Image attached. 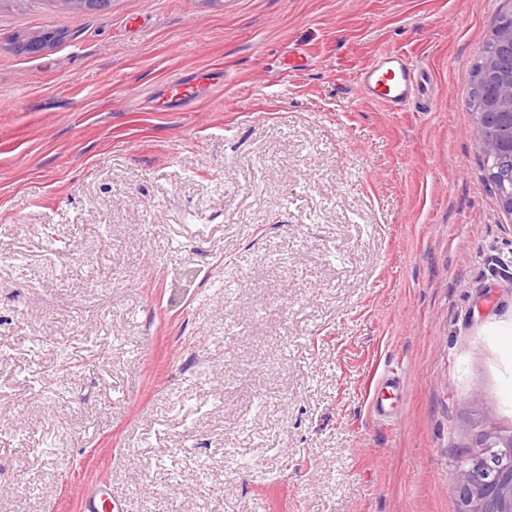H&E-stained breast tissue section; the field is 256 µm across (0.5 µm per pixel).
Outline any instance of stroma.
I'll return each instance as SVG.
<instances>
[{
	"label": "stroma",
	"instance_id": "obj_1",
	"mask_svg": "<svg viewBox=\"0 0 512 512\" xmlns=\"http://www.w3.org/2000/svg\"><path fill=\"white\" fill-rule=\"evenodd\" d=\"M510 10L0 0V512L99 478L127 512H456L512 431V218L468 106ZM391 50L429 100L366 98ZM175 75L202 98L152 111ZM399 375L397 372L389 371L388 374H386L383 379L378 384L375 394L373 396V404L372 409L373 413L380 418L393 420L394 419V413L392 410L387 407L383 399L380 398V394L384 391V389H387L391 387V385H396L399 383Z\"/></svg>",
	"mask_w": 512,
	"mask_h": 512
}]
</instances>
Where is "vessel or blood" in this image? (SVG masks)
I'll use <instances>...</instances> for the list:
<instances>
[{"instance_id":"vessel-or-blood-1","label":"vessel or blood","mask_w":512,"mask_h":512,"mask_svg":"<svg viewBox=\"0 0 512 512\" xmlns=\"http://www.w3.org/2000/svg\"><path fill=\"white\" fill-rule=\"evenodd\" d=\"M418 64L404 53L385 52L374 55L356 73L363 93L372 101L398 111L412 95H428L427 81L420 78ZM170 95L160 104L163 112H173L192 104L198 91L192 83L177 78L170 82ZM78 512H126L123 500L114 498L111 485L100 479L84 487L78 498Z\"/></svg>"}]
</instances>
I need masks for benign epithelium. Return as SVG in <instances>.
Instances as JSON below:
<instances>
[{"label":"benign epithelium","mask_w":512,"mask_h":512,"mask_svg":"<svg viewBox=\"0 0 512 512\" xmlns=\"http://www.w3.org/2000/svg\"><path fill=\"white\" fill-rule=\"evenodd\" d=\"M483 160L495 156L487 169L498 187L499 207L512 217V122L491 141H477ZM454 478L457 512H512V433L485 431L475 452Z\"/></svg>","instance_id":"obj_1"}]
</instances>
